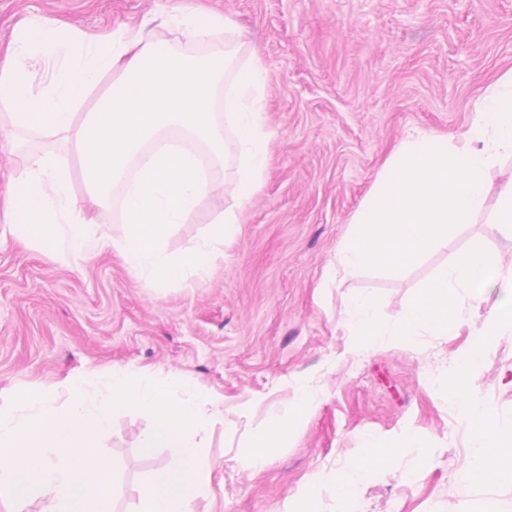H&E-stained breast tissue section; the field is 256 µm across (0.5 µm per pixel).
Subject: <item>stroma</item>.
Here are the masks:
<instances>
[{
	"mask_svg": "<svg viewBox=\"0 0 512 512\" xmlns=\"http://www.w3.org/2000/svg\"><path fill=\"white\" fill-rule=\"evenodd\" d=\"M177 6L229 15L244 52L266 65L262 187L241 205L225 182L223 199L205 201L192 223L175 228L167 250L177 255L221 210L242 207L237 235L210 272L162 290L114 249L124 235L116 197L96 212L112 245L94 259L66 239L52 254L1 239L0 391L33 389L61 405L68 378L135 368L190 391L205 410L223 398L224 422L205 450L218 467L197 512H285L310 486L318 512H336V472L368 436L396 451L363 485L359 512H512V484L460 477L470 432L430 379L434 370L450 375L457 355L476 345L494 297L462 296L464 314L448 334L389 337L370 350L343 325V303L357 294L394 324L473 247L512 261V237L494 224L491 204L404 271L335 270L351 218L395 146L413 130L455 136L483 90L512 70V0H0V58L21 26L43 16L88 46L121 26L170 39ZM0 130L63 162L73 194H85L69 147L14 129L1 103ZM475 372L499 424L512 422V334L492 337ZM299 381L320 402L296 417ZM284 418L287 438L261 467L244 468L252 432ZM150 427L147 415L119 409L98 440L116 473L112 512H136L139 484L170 463L162 448L140 455ZM407 435L420 447H400Z\"/></svg>",
	"mask_w": 512,
	"mask_h": 512,
	"instance_id": "stroma-1",
	"label": "stroma"
}]
</instances>
